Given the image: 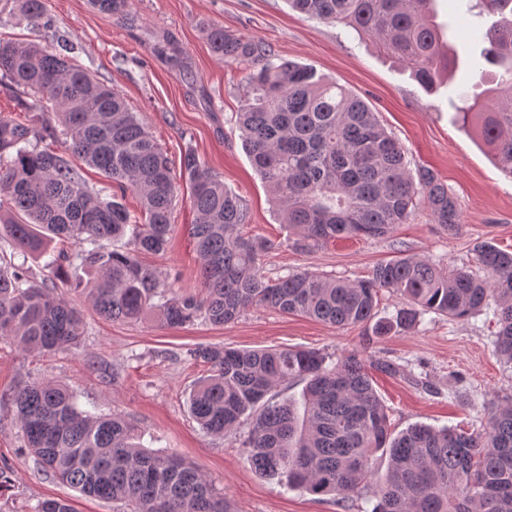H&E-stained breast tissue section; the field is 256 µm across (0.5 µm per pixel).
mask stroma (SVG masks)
Wrapping results in <instances>:
<instances>
[{
  "mask_svg": "<svg viewBox=\"0 0 512 512\" xmlns=\"http://www.w3.org/2000/svg\"><path fill=\"white\" fill-rule=\"evenodd\" d=\"M45 2L56 28L76 45V63L124 96L172 165H179L185 146H193L225 187L246 200L250 222L244 234L271 244L261 259L266 276L307 269L353 281L405 254L448 269L473 266V248L484 241L512 251V177L490 161L456 115L463 97L485 94L474 69L485 48L477 33L494 21L467 12V0H435L437 21L458 50L459 68L430 93L407 67L350 28L306 17L286 0H133L122 19L98 12L89 0ZM214 26L262 42L275 58L313 66L318 75L366 100L404 145L410 169L433 170L455 194L461 232L434 224L422 207L384 237L341 238L312 251L287 245L288 232L236 125L248 71L212 53L207 32ZM169 40L181 48L180 61L158 53ZM193 220L184 188L173 210L167 252L144 255L143 261L171 288L197 293ZM59 291L82 311L86 335L80 346L43 355L0 341V465H8L11 477L9 489L0 493V512H34L38 502L51 498L70 499L75 512H117L115 504L83 496L37 470L11 407L14 390L32 380L66 383L81 407L134 418L146 448L175 451L195 463L223 487L236 512H371L373 503L364 498L341 503L257 474L241 446L248 424L221 438L202 431L188 408L192 386L208 370L192 355L198 346L300 347L318 350L333 363L358 351L404 365V378L373 375L398 432L416 423L477 431L491 407L512 395V367L495 353L498 327L489 307L461 319L426 314L411 328L375 337L361 326L337 329L262 306L222 326L198 320L169 328L152 316L113 322L67 286Z\"/></svg>",
  "mask_w": 512,
  "mask_h": 512,
  "instance_id": "35a3bbf8",
  "label": "stroma"
}]
</instances>
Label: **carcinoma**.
<instances>
[{
  "instance_id": "cac0c4a2",
  "label": "carcinoma",
  "mask_w": 512,
  "mask_h": 512,
  "mask_svg": "<svg viewBox=\"0 0 512 512\" xmlns=\"http://www.w3.org/2000/svg\"><path fill=\"white\" fill-rule=\"evenodd\" d=\"M433 0H288L296 11L342 23L395 57L428 91L451 76L458 52L443 47ZM96 10L128 15L131 0H91ZM502 19L479 37L488 43L475 68L493 76L484 100L460 108L462 126L481 140L502 170L512 175V0H477ZM41 20L45 0H12L0 8V26L14 12ZM212 52L226 64L250 67V92L236 123L251 164L268 187L276 215L302 250L348 237L378 238L406 223L423 205L433 223L455 233L460 205L428 168L409 169L406 150L377 113L346 88L309 66L273 61L258 41L222 27L208 32ZM74 47L59 33L51 44L0 42V87L33 94L58 114L72 152L98 169L108 185L86 186L79 167L44 144L28 124L0 117V211L27 222L0 220V231L21 251L43 249L66 238L80 249L53 255L41 280L14 258L0 257V340L27 352L77 346L84 335L80 310L54 294L53 280L75 273L76 290L103 317L133 321L156 316L177 328L202 318L214 326L248 308L268 306L336 328L371 326L375 336L409 328L433 313L459 319L494 301L495 352L512 365V253L491 242L475 248L479 277L465 267L444 270L406 255L376 265L357 281L303 270L270 279L260 257L271 244L245 237L250 214L242 197L227 190L187 146L181 175L195 214L190 237L199 258L203 294L178 293L141 256L163 254L174 232L179 185L170 159L122 95L98 81L71 57ZM130 190L141 215H131L110 185ZM128 237L122 248L110 242ZM391 290L406 301L391 317H377V294ZM209 365L189 395V410L207 434L223 436L251 420L242 441L246 461L267 478L312 495L345 502L371 494L372 512H512V400L495 406L478 433L412 426L395 435L369 371L396 376L405 367L351 352L329 365L312 349H239L200 346ZM307 383L303 410L278 401L283 383ZM13 416L26 448L42 470L123 512H235L223 489L176 453L145 448L128 417L79 408L61 382H32L12 398ZM386 471L372 480L374 464ZM37 512H74L67 499H46Z\"/></svg>"
}]
</instances>
